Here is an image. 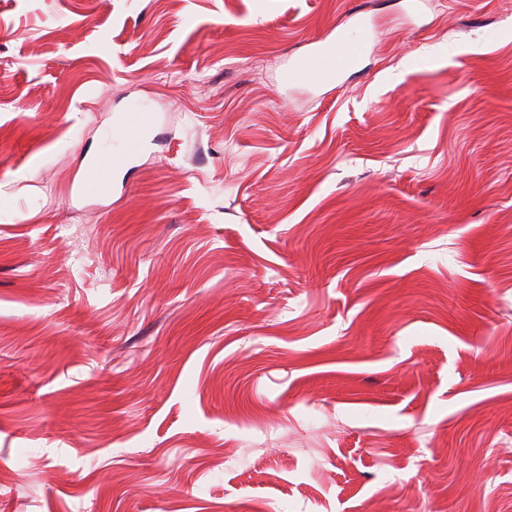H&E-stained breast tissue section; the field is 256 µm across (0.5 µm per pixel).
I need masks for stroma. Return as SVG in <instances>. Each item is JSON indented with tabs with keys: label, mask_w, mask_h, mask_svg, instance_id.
I'll return each mask as SVG.
<instances>
[{
	"label": "stroma",
	"mask_w": 512,
	"mask_h": 512,
	"mask_svg": "<svg viewBox=\"0 0 512 512\" xmlns=\"http://www.w3.org/2000/svg\"><path fill=\"white\" fill-rule=\"evenodd\" d=\"M490 507L512 0H0V512ZM347 32L344 31L338 36L335 45L327 48V50L334 53L333 63L335 64L336 62V74L353 67L357 63L358 51L369 41V35L365 29L355 30L353 32L354 40L349 38ZM348 45H354L356 51L349 52ZM152 124V116L143 108L131 110L127 129L124 134V145L126 151H133L139 146L142 133Z\"/></svg>",
	"instance_id": "35a3bbf8"
}]
</instances>
